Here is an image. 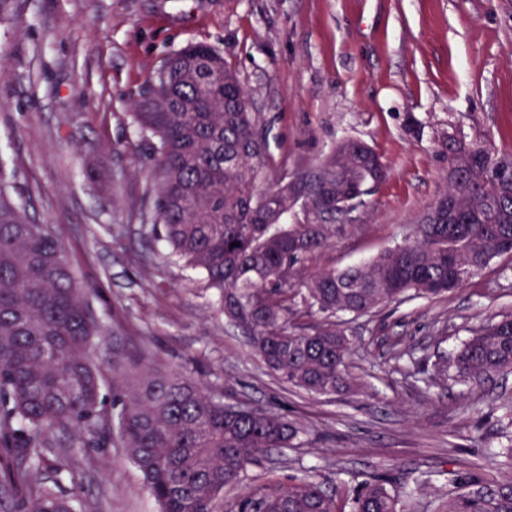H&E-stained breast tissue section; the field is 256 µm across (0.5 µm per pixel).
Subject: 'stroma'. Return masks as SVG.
Returning <instances> with one entry per match:
<instances>
[{"mask_svg":"<svg viewBox=\"0 0 512 512\" xmlns=\"http://www.w3.org/2000/svg\"><path fill=\"white\" fill-rule=\"evenodd\" d=\"M205 42L235 67L269 133L271 176L316 166L339 142L373 147L388 168L354 221L336 229L318 268H344L402 243L448 173L435 139L512 154V0H11L0 15V166L9 195L48 225L115 353H146L229 404L288 414L302 445L248 466L232 499L289 478L351 491L376 474L442 483L450 461L495 475L500 428L490 400L512 376L461 397L411 376L391 348L433 363L469 328L512 313V256L464 287L414 297L350 321L357 395H313L281 383L231 325L200 275L150 233L149 151L132 103L151 71ZM416 131H408L407 119ZM68 445L83 512H157L116 443Z\"/></svg>","mask_w":512,"mask_h":512,"instance_id":"1","label":"stroma"}]
</instances>
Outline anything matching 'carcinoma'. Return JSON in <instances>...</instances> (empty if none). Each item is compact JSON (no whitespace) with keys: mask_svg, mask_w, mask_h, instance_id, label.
<instances>
[{"mask_svg":"<svg viewBox=\"0 0 512 512\" xmlns=\"http://www.w3.org/2000/svg\"><path fill=\"white\" fill-rule=\"evenodd\" d=\"M151 72L135 102L134 126L149 141L153 163L152 232L170 255L203 275L226 319L281 382L316 395L358 394L349 370L348 321L412 294L433 298L463 287L490 262L512 254V155L494 156L457 131L436 152L448 175L430 207L457 206L453 221L420 223L403 243L345 269L309 271L334 244L336 222L364 205L386 176L378 153L357 139L339 143L318 173L279 176L267 190L265 119L237 71L206 43L191 44ZM321 323H288L296 306ZM90 317L64 248L30 221L0 183V443L19 460L0 467L4 512H82L68 452L55 432L69 430L85 447L116 433L159 512H408L430 491L434 512H512V435L497 455L499 474L479 465L450 470V488L412 477L398 485L375 476L351 493H329L301 479L232 500L224 489L247 467L299 440L287 415L226 404L182 372L141 357L113 364L112 413ZM473 393L512 374V314L470 330L453 359L438 356L435 374ZM512 427V396L490 406ZM71 483L70 491L63 489Z\"/></svg>","mask_w":512,"mask_h":512,"instance_id":"1","label":"carcinoma"}]
</instances>
